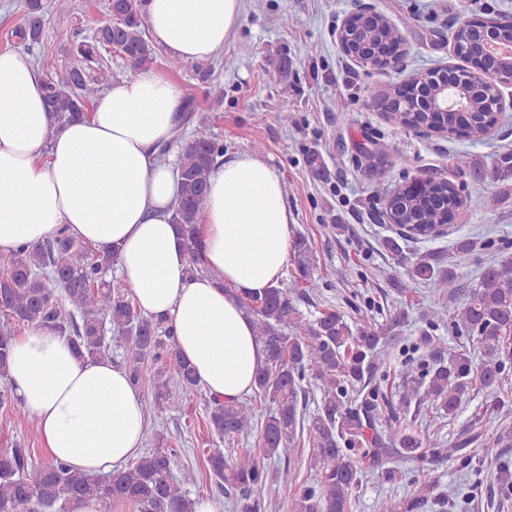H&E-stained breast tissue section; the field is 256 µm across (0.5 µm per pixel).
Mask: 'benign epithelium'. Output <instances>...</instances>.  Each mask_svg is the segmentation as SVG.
Segmentation results:
<instances>
[{
    "mask_svg": "<svg viewBox=\"0 0 512 512\" xmlns=\"http://www.w3.org/2000/svg\"><path fill=\"white\" fill-rule=\"evenodd\" d=\"M380 15L374 6L365 0H353L352 8L336 29V41L342 52L358 65L373 61L386 71L400 72L404 69L407 56L404 39L394 35L390 38L376 37L370 30V23ZM457 27L471 28V34L464 43L451 39L455 55L466 65H448L440 69L429 70L409 76L400 83L392 94L379 98L387 112L409 110L427 115V120L416 129L422 136L433 133H448L446 123L439 118L453 112L459 118H470L476 111L474 98H486L495 103L496 111L502 112L512 108V100L503 98L502 88L512 87V77L505 79L499 73V63L503 56L494 51L499 44L512 45L505 40L500 30L489 22L476 26L473 21L465 19L457 23ZM466 74L470 96L457 93L456 81L461 74ZM448 180V176H426L412 180L399 191L416 194L430 181Z\"/></svg>",
    "mask_w": 512,
    "mask_h": 512,
    "instance_id": "7a95c632",
    "label": "benign epithelium"
}]
</instances>
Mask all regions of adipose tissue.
<instances>
[{
  "instance_id": "1",
  "label": "adipose tissue",
  "mask_w": 512,
  "mask_h": 512,
  "mask_svg": "<svg viewBox=\"0 0 512 512\" xmlns=\"http://www.w3.org/2000/svg\"><path fill=\"white\" fill-rule=\"evenodd\" d=\"M242 0H147L153 42L186 60L223 49ZM184 106L178 85L153 73L114 82L91 112L48 135L41 80L30 57L0 52V253L59 231L117 250L138 308L172 325L180 354L216 402L250 394L264 362L250 317L235 300L278 283L292 215L272 165L244 151L209 179L197 226L203 273L171 222L180 185L170 146ZM7 382L38 421L52 459L101 476L136 460L146 428L142 395L109 357H79L57 330L18 336Z\"/></svg>"
}]
</instances>
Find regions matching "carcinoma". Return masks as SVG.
Here are the masks:
<instances>
[{"instance_id": "cac0c4a2", "label": "carcinoma", "mask_w": 512, "mask_h": 512, "mask_svg": "<svg viewBox=\"0 0 512 512\" xmlns=\"http://www.w3.org/2000/svg\"><path fill=\"white\" fill-rule=\"evenodd\" d=\"M145 0H107L108 21L89 35L76 33L73 52L79 64L63 78H42L50 115L48 137L88 111L94 91L112 82V67L104 55L117 53L126 63L128 77L145 72L156 60V48L146 35ZM52 20L60 28L71 21V0H54ZM46 22L42 0H25L22 22L13 31L20 42L33 48L40 43ZM498 120L487 105L472 113L465 129L483 139ZM224 143L209 130L198 128L180 146L181 192L172 221L191 254V273L200 271L195 254V234L203 209L208 181ZM448 174L454 180L428 184L422 195L390 196L385 209L395 224L411 225L419 236H428L447 214L469 204L493 208L496 194L465 193L457 177L481 181L512 178V153L499 156L484 172L466 154L451 159ZM384 246L397 264L407 268L406 278L393 287L401 293L414 285L430 295H455L459 306L448 319L456 336L478 351L473 360L465 345L438 360L403 386L402 403L426 406L452 420L473 390L482 394V411L472 423L446 442L435 434L401 422V416L384 402L372 382L387 373L389 361L383 348L392 336L382 328L351 326L343 311L328 307L311 319L296 307L293 292L280 285L260 296L235 295L254 324L266 358L253 388L254 396L269 404L259 419L253 405L242 401L213 403L210 428L229 441L244 439L260 429L263 459L275 465L290 461L303 438H308L309 481L301 488L294 512H353L356 488L369 470L392 482L403 476L406 464L427 456H446L464 468L473 467L472 446H478L499 488V498H512V458L502 455L503 431L488 436L497 415L512 394V256L485 266L477 282L462 283L455 265L435 251L405 253L395 238ZM292 287L302 288L312 279L313 248L302 236L293 241ZM116 261L112 251L90 248L65 231L12 256L0 255V409L15 407L12 391L4 383L9 352L18 327L50 326L65 336L87 360L112 355L105 341V325L128 344V368L134 385L143 381L142 364L155 369L150 392L143 399V413L152 419L180 398L196 391L198 380L175 344L172 327L163 319L147 317L119 286L105 279ZM320 393L317 409L307 412L306 386ZM208 464L219 489L267 491L265 512H279L280 502L270 468L249 456L226 457L214 453ZM178 471L179 477L173 476ZM195 470L180 454L159 446L116 470L107 478L92 479L63 462L37 464L24 448L0 449V512H69L75 500L126 503L135 512H194L191 488ZM445 505L437 484L427 470L411 480L406 496L378 499L376 512H425Z\"/></svg>"}]
</instances>
